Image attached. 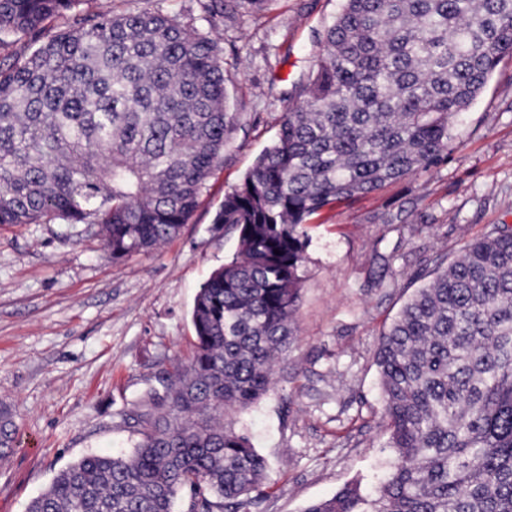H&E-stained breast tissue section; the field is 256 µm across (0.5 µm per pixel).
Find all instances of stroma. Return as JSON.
I'll return each instance as SVG.
<instances>
[{"label":"stroma","mask_w":512,"mask_h":512,"mask_svg":"<svg viewBox=\"0 0 512 512\" xmlns=\"http://www.w3.org/2000/svg\"><path fill=\"white\" fill-rule=\"evenodd\" d=\"M340 0H268L216 22L241 130L180 234L112 259L61 224L0 227V409L16 425L0 463V512H26L55 474L89 454H130L141 398L188 363L201 284L236 250L214 221L224 193L276 138L277 119L319 53ZM437 165L307 224L297 335L266 396L233 414L269 464L253 512H302L374 481L385 446L376 352L433 271L494 226H512V56L454 126Z\"/></svg>","instance_id":"stroma-1"}]
</instances>
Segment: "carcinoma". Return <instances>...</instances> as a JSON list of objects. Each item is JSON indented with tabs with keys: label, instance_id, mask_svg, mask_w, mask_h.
I'll use <instances>...</instances> for the list:
<instances>
[{
	"label": "carcinoma",
	"instance_id": "carcinoma-1",
	"mask_svg": "<svg viewBox=\"0 0 512 512\" xmlns=\"http://www.w3.org/2000/svg\"><path fill=\"white\" fill-rule=\"evenodd\" d=\"M0 0V226L79 225L114 259L177 236L224 163L237 113L212 32L160 9ZM209 22L266 0H198ZM512 55V0H341L273 143L214 223L234 257L201 285L195 350L165 396L142 398L126 456L60 470L26 512H252L268 464L224 422L265 395L295 333L307 237L336 204L428 169L454 119ZM280 254H274V250ZM376 363L394 463L303 512H512V227L437 268L381 336ZM0 412V456L13 442Z\"/></svg>",
	"mask_w": 512,
	"mask_h": 512
}]
</instances>
